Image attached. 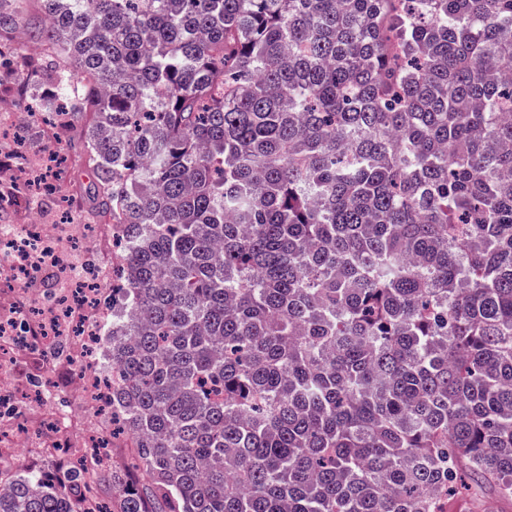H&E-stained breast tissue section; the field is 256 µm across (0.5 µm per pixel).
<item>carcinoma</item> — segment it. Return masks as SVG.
Masks as SVG:
<instances>
[{"label": "carcinoma", "instance_id": "1", "mask_svg": "<svg viewBox=\"0 0 512 512\" xmlns=\"http://www.w3.org/2000/svg\"><path fill=\"white\" fill-rule=\"evenodd\" d=\"M40 2L130 460L0 470V512L511 502L512 0ZM70 158L63 179V190L74 201V194L80 189H88L93 181L92 172L85 166L84 159L76 147L69 150Z\"/></svg>", "mask_w": 512, "mask_h": 512}]
</instances>
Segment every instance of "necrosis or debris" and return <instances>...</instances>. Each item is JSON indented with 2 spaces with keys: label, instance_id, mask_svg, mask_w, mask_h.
Instances as JSON below:
<instances>
[{
  "label": "necrosis or debris",
  "instance_id": "necrosis-or-debris-1",
  "mask_svg": "<svg viewBox=\"0 0 512 512\" xmlns=\"http://www.w3.org/2000/svg\"><path fill=\"white\" fill-rule=\"evenodd\" d=\"M103 235L99 224L39 219L0 226V370L10 374L0 382V467L19 453L25 414L46 420L50 447L66 449L76 461L112 440L99 327L112 318L101 295L112 283L113 258L111 251L89 248ZM26 328L43 342L42 375L55 374L53 351L64 343L71 380L81 393L79 405L96 416L94 427H82L79 415L48 410L44 398L22 400L24 385L12 372L27 350Z\"/></svg>",
  "mask_w": 512,
  "mask_h": 512
}]
</instances>
